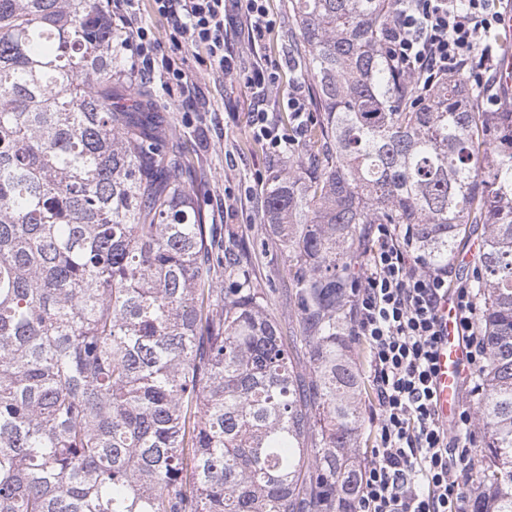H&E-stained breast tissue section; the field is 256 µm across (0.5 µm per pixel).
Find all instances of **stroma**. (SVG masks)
<instances>
[{
    "mask_svg": "<svg viewBox=\"0 0 512 512\" xmlns=\"http://www.w3.org/2000/svg\"><path fill=\"white\" fill-rule=\"evenodd\" d=\"M276 25L260 50H253L246 30H239L230 44L243 66L258 57L289 59L295 67L286 72L269 99L287 96L302 77L304 57L295 27L291 0H268ZM193 87L184 95L153 91V107L176 133L175 146L188 159L184 180L196 195L207 223L218 229L228 254H246V267L254 285L267 293L269 311L286 336L298 333L293 290L288 279V252L269 235L263 224L264 190L271 170L285 167L287 157H271L264 144L251 137L247 126L251 97L242 86L206 67L205 51L182 54Z\"/></svg>",
    "mask_w": 512,
    "mask_h": 512,
    "instance_id": "1",
    "label": "stroma"
}]
</instances>
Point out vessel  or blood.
<instances>
[{"label":"vessel or blood","mask_w":512,"mask_h":512,"mask_svg":"<svg viewBox=\"0 0 512 512\" xmlns=\"http://www.w3.org/2000/svg\"><path fill=\"white\" fill-rule=\"evenodd\" d=\"M443 336L436 347L434 398L436 409L445 424H452L460 410L459 383L467 358L463 336L456 327V308L453 301L440 307Z\"/></svg>","instance_id":"b4317fda"}]
</instances>
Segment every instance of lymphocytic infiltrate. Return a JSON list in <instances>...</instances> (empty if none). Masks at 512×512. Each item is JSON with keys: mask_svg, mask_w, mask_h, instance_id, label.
Instances as JSON below:
<instances>
[{"mask_svg": "<svg viewBox=\"0 0 512 512\" xmlns=\"http://www.w3.org/2000/svg\"><path fill=\"white\" fill-rule=\"evenodd\" d=\"M153 7L171 26L170 48H162L149 26L135 23L139 0H112V14L122 25L120 46L129 53L133 75L159 79L168 94L186 92L191 77L177 54L185 47H204L209 67L250 93L252 136L274 156L296 143L311 117L304 86L294 84L289 93L293 125L282 126L268 92L279 83L283 64L267 60L246 69L228 47L236 15H243L254 45L275 27L266 0H153ZM499 25V13L488 11L486 0H398L382 43L393 68L413 80L419 92H427L436 79L464 74L482 88L484 106L493 111L499 99L487 86L497 55L486 39ZM450 296L467 347L464 378L477 395L485 347L473 289L449 288L444 269L414 255L409 231L393 224L374 226L365 269L352 290L348 334L367 352L379 414L353 512H473L461 479L477 444L473 415L461 409L454 425H444L432 390L438 306Z\"/></svg>", "mask_w": 512, "mask_h": 512, "instance_id": "lymphocytic-infiltrate-1", "label": "lymphocytic infiltrate"}]
</instances>
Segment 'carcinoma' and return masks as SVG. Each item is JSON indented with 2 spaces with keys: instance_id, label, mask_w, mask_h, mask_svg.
I'll use <instances>...</instances> for the list:
<instances>
[{
  "instance_id": "obj_1",
  "label": "carcinoma",
  "mask_w": 512,
  "mask_h": 512,
  "mask_svg": "<svg viewBox=\"0 0 512 512\" xmlns=\"http://www.w3.org/2000/svg\"><path fill=\"white\" fill-rule=\"evenodd\" d=\"M395 6L293 0L319 116L264 201L289 345L246 270L212 287L224 259L100 0H0V512H352L368 224L433 266L484 226L471 497L512 512V111L470 108L463 75L417 98L381 42Z\"/></svg>"
}]
</instances>
